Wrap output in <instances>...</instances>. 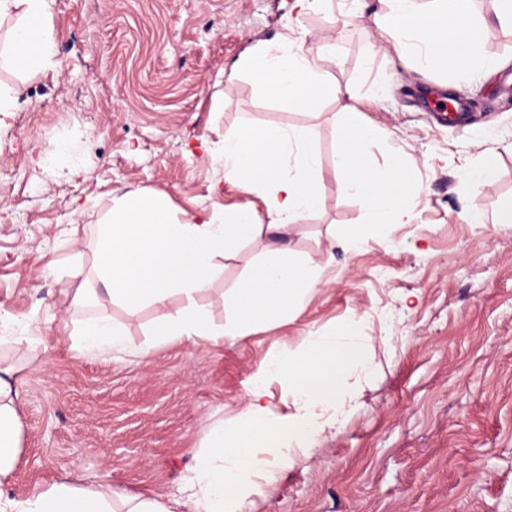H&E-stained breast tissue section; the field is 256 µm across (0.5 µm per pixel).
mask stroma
I'll use <instances>...</instances> for the list:
<instances>
[{"instance_id": "stroma-1", "label": "stroma", "mask_w": 512, "mask_h": 512, "mask_svg": "<svg viewBox=\"0 0 512 512\" xmlns=\"http://www.w3.org/2000/svg\"><path fill=\"white\" fill-rule=\"evenodd\" d=\"M354 10L352 0L305 12L296 0H54L55 69L0 67V83L21 91L19 109L0 114V313L39 342L26 360L0 347V359L22 363L10 498L99 480L131 496L175 494L266 356L358 319L374 372L346 381L353 412L246 512H512V222L502 217L512 202V25L499 21L497 0H474L472 23L493 31L484 55L504 65L476 81L413 69ZM294 39L353 97L270 101L247 62ZM444 83L469 103L466 122L432 117L421 92ZM345 116L388 134L370 145V165L403 164L415 188L410 222L356 250L326 244L333 225L367 221L335 167ZM245 121L310 128L322 159L318 205L289 239L325 268L303 310L232 346H194L153 341L176 295L135 311L105 298L74 307L83 282L73 271L94 287V230L125 194L160 198L182 221L265 214L224 178V137ZM461 156L494 166L495 184L472 185L454 163ZM476 210L483 223L470 222ZM255 258L247 243L216 258L201 298L216 325L225 291ZM95 313L122 328L129 352L74 348L61 317Z\"/></svg>"}]
</instances>
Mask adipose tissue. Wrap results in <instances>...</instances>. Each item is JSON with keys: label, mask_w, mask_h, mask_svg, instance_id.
Listing matches in <instances>:
<instances>
[{"label": "adipose tissue", "mask_w": 512, "mask_h": 512, "mask_svg": "<svg viewBox=\"0 0 512 512\" xmlns=\"http://www.w3.org/2000/svg\"><path fill=\"white\" fill-rule=\"evenodd\" d=\"M370 21L393 50L413 66L451 64L471 73L488 70L483 27L469 31L461 20L471 0L450 5L419 22V0H383ZM52 0H0V18L11 16L0 59L16 69L49 70L55 42ZM256 83L270 97L291 96L309 102L311 93L352 96L350 87L329 81L324 67L305 55L299 44L268 46L249 65ZM344 144L336 157L346 190L361 200L369 216L365 224L335 225L331 239L358 248L367 238L386 234L391 225L407 223L410 206L407 176L393 165L381 176L367 162L366 149L375 131L342 127ZM299 127L269 129L253 124L225 136L222 157L227 179L247 185L265 205L268 223L256 212L228 218L175 222L168 209L138 193L119 198L105 224L97 228L95 276L111 303L129 309L162 304L181 296L153 330L162 342L236 343L261 323L284 322L324 283L323 268L310 259L294 258L284 239L295 233L298 219L318 203L315 182L321 157ZM253 244L259 261L235 288L224 295L227 315L215 326L199 295L209 289L217 256L233 252L241 242ZM63 329L79 352L121 351L126 336L111 318L93 315L64 322ZM365 337L355 324L330 334L309 333L299 351L272 354L256 368L246 386L245 404L229 424L213 429L197 462L183 477L174 497H131L99 481L85 486L59 482L17 501L0 494V512H246L261 482L288 465L294 452H307L317 436L334 427L344 407L342 385L351 375L366 378L370 363ZM14 367L0 369V485L6 483L19 449V391ZM283 383L291 410L274 411L272 382Z\"/></svg>", "instance_id": "adipose-tissue-1"}]
</instances>
